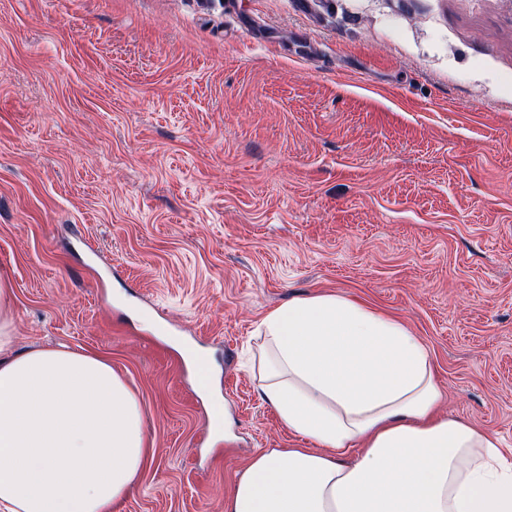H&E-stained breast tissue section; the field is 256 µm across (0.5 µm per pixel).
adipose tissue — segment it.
I'll return each mask as SVG.
<instances>
[{
    "label": "adipose tissue",
    "mask_w": 512,
    "mask_h": 512,
    "mask_svg": "<svg viewBox=\"0 0 512 512\" xmlns=\"http://www.w3.org/2000/svg\"><path fill=\"white\" fill-rule=\"evenodd\" d=\"M0 280V507L112 512L149 454L140 401L111 362L65 346L13 349ZM261 397L303 448H269L224 512H512V457L439 413L425 346L338 294L260 322Z\"/></svg>",
    "instance_id": "adipose-tissue-1"
}]
</instances>
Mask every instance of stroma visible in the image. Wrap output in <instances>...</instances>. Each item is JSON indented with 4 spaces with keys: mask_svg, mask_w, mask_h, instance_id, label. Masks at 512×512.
<instances>
[{
    "mask_svg": "<svg viewBox=\"0 0 512 512\" xmlns=\"http://www.w3.org/2000/svg\"><path fill=\"white\" fill-rule=\"evenodd\" d=\"M1 277L15 351L140 399L114 512H224L304 447L248 359L319 294L402 321L511 456L512 0H0Z\"/></svg>",
    "mask_w": 512,
    "mask_h": 512,
    "instance_id": "stroma-1",
    "label": "stroma"
}]
</instances>
